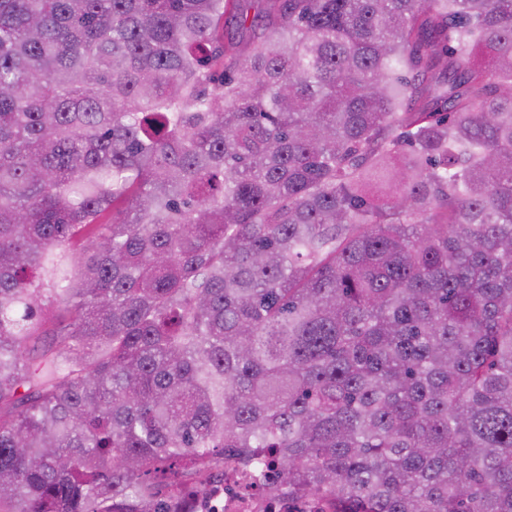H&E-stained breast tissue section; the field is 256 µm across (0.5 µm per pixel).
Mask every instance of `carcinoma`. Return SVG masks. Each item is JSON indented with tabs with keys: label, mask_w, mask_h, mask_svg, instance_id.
I'll use <instances>...</instances> for the list:
<instances>
[{
	"label": "carcinoma",
	"mask_w": 512,
	"mask_h": 512,
	"mask_svg": "<svg viewBox=\"0 0 512 512\" xmlns=\"http://www.w3.org/2000/svg\"><path fill=\"white\" fill-rule=\"evenodd\" d=\"M512 512V0H0V512ZM262 472L253 466H225L224 484L211 482L194 499L191 510L206 507L212 512H278L283 504L268 495L261 483ZM224 485V497L212 488Z\"/></svg>",
	"instance_id": "carcinoma-1"
}]
</instances>
